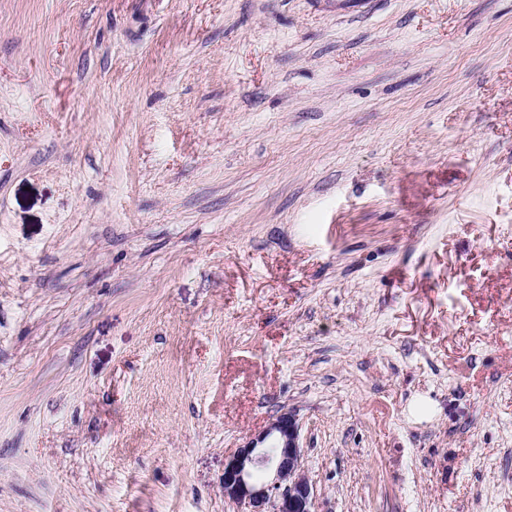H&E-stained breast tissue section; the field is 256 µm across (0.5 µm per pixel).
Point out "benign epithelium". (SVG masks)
Returning <instances> with one entry per match:
<instances>
[{"mask_svg":"<svg viewBox=\"0 0 512 512\" xmlns=\"http://www.w3.org/2000/svg\"><path fill=\"white\" fill-rule=\"evenodd\" d=\"M224 497L238 512H315L299 424L280 412L224 463Z\"/></svg>","mask_w":512,"mask_h":512,"instance_id":"7a95c632","label":"benign epithelium"}]
</instances>
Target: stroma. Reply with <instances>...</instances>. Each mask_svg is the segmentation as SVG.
I'll return each mask as SVG.
<instances>
[{
    "label": "stroma",
    "instance_id": "obj_1",
    "mask_svg": "<svg viewBox=\"0 0 512 512\" xmlns=\"http://www.w3.org/2000/svg\"><path fill=\"white\" fill-rule=\"evenodd\" d=\"M512 512V0H0V512ZM299 424L280 412L224 463V496L238 512H316Z\"/></svg>",
    "mask_w": 512,
    "mask_h": 512
}]
</instances>
